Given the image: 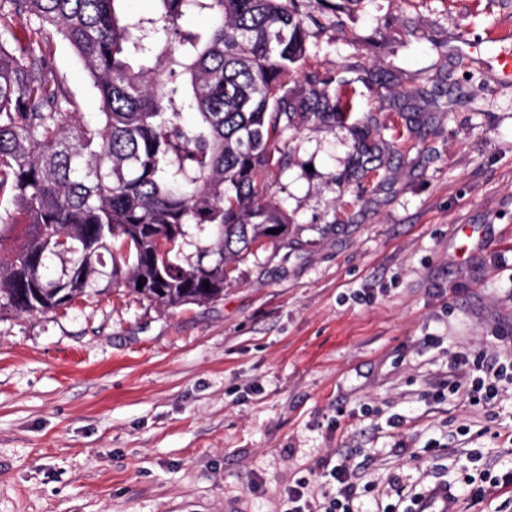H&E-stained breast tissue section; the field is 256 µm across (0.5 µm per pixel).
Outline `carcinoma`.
Listing matches in <instances>:
<instances>
[{
	"label": "carcinoma",
	"mask_w": 512,
	"mask_h": 512,
	"mask_svg": "<svg viewBox=\"0 0 512 512\" xmlns=\"http://www.w3.org/2000/svg\"><path fill=\"white\" fill-rule=\"evenodd\" d=\"M124 2L0 0V32L30 26L0 38V243L23 226L0 246V314L113 288L164 310L221 299L237 262L288 234L259 184L283 132L344 115L323 83L286 89L305 62L304 0H151L138 16ZM195 16L209 26L183 29ZM56 36L88 72L95 124L50 71Z\"/></svg>",
	"instance_id": "cac0c4a2"
}]
</instances>
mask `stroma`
Returning a JSON list of instances; mask_svg holds the SVG:
<instances>
[{"instance_id": "obj_1", "label": "stroma", "mask_w": 512, "mask_h": 512, "mask_svg": "<svg viewBox=\"0 0 512 512\" xmlns=\"http://www.w3.org/2000/svg\"><path fill=\"white\" fill-rule=\"evenodd\" d=\"M304 9L288 87L314 74L353 108L283 133L262 182L287 236L211 304L116 288L0 315V512H286L341 462L367 487L354 512L437 482L457 512H512V384L472 404L450 363L512 355V77L488 39L512 0ZM50 58L96 123L72 48Z\"/></svg>"}]
</instances>
